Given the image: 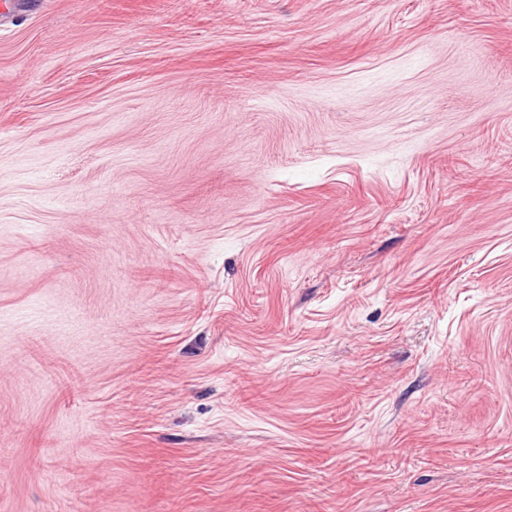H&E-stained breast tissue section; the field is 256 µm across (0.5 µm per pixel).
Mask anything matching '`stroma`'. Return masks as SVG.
<instances>
[{
	"label": "stroma",
	"instance_id": "35a3bbf8",
	"mask_svg": "<svg viewBox=\"0 0 512 512\" xmlns=\"http://www.w3.org/2000/svg\"><path fill=\"white\" fill-rule=\"evenodd\" d=\"M0 512H512V0H0Z\"/></svg>",
	"mask_w": 512,
	"mask_h": 512
}]
</instances>
